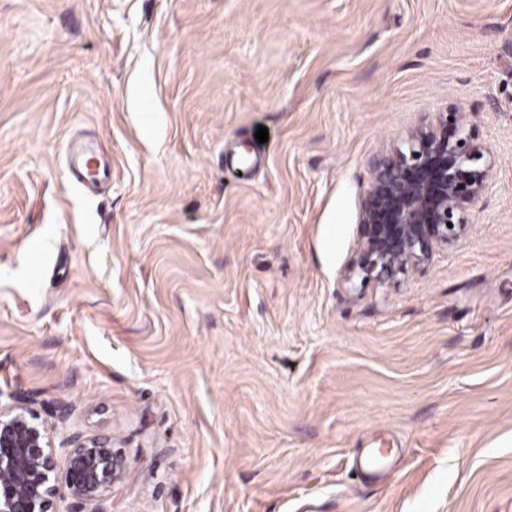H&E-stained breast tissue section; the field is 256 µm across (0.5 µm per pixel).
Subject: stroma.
Listing matches in <instances>:
<instances>
[{"mask_svg":"<svg viewBox=\"0 0 512 512\" xmlns=\"http://www.w3.org/2000/svg\"><path fill=\"white\" fill-rule=\"evenodd\" d=\"M451 105L467 237L345 280L370 158ZM14 395L111 436L112 512H512V0H0ZM79 158V174L82 178L91 182L104 181L108 176L107 166L102 164L98 158L96 146L84 144L77 150ZM95 163V169L92 164ZM392 455L385 456L381 448H364L356 457V468L370 477H378L391 465Z\"/></svg>","mask_w":512,"mask_h":512,"instance_id":"35a3bbf8","label":"stroma"}]
</instances>
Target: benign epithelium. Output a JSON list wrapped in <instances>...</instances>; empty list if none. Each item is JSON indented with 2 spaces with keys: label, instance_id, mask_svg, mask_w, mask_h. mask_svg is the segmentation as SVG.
Instances as JSON below:
<instances>
[{
  "label": "benign epithelium",
  "instance_id": "obj_1",
  "mask_svg": "<svg viewBox=\"0 0 512 512\" xmlns=\"http://www.w3.org/2000/svg\"><path fill=\"white\" fill-rule=\"evenodd\" d=\"M369 169L360 247L345 278L382 285L467 235V212L491 173L454 107L408 130L400 144L371 158ZM54 434L55 425L26 399L0 404V512H107L112 485L125 471L112 439L77 433L57 444ZM61 482L71 499L64 511L57 507Z\"/></svg>",
  "mask_w": 512,
  "mask_h": 512
}]
</instances>
